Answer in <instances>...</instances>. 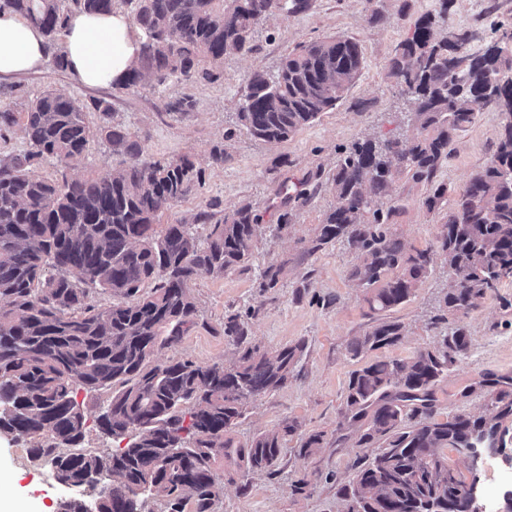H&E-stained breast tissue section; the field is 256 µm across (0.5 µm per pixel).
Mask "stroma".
I'll use <instances>...</instances> for the list:
<instances>
[{
    "mask_svg": "<svg viewBox=\"0 0 512 512\" xmlns=\"http://www.w3.org/2000/svg\"><path fill=\"white\" fill-rule=\"evenodd\" d=\"M435 4L436 0H311L306 12L268 19L255 35L253 51L225 57L211 80L158 88L147 79L134 90L89 88L50 63L41 72L0 81V109H21L45 90L85 103L102 98L110 102L114 122L138 137L149 155H192L204 172L205 185L199 195L165 211L160 224H191L203 211L217 223L246 204L261 217L264 230L247 267L221 278L204 274L194 280L196 323L178 345L160 350L158 358L189 359L201 365L233 362L237 347L224 334V318L235 313L248 314L250 338L262 349L304 342L294 377L275 393L248 402L231 435L245 446L257 434L294 420L303 431L325 432L327 444L314 455L303 456L297 438L288 439L272 474L252 473L216 460L213 471L224 484V495L214 512H345L336 486L353 476L359 450L350 443L337 445L336 427L349 375L362 362L408 360L417 350L437 346L449 329L465 326L468 350L436 389L440 420L460 413H487L479 382L489 375L512 376V308L502 306L503 299L512 300L511 280L503 281L477 309L445 319L441 306L448 291V268L442 258H435L415 296L393 313L405 327L402 341L357 360L347 346L372 325L373 315L363 301L362 287L349 276L357 262L356 251L344 240L313 255L305 251L336 201L330 176L340 149L360 139L405 141L412 136L411 104L390 77L389 64L396 46ZM375 10L384 15V22H371ZM506 21L512 22V0H453L447 16L450 28L475 32L476 49L484 46L496 25ZM333 35L359 41L364 56L361 73L343 99L286 141L269 143L247 134L237 120L245 75L275 71L297 44ZM182 98L192 101L191 110L169 113L168 103ZM503 124V114L488 108L454 137L450 155L435 177L446 187L448 201H455L471 175L491 163ZM216 146L228 155L220 167L211 163ZM124 161L122 154L97 137L68 173L83 178L122 167ZM428 190L427 184L402 174L384 198L397 208L393 228L406 247L437 243L445 213L425 208ZM300 191L308 194V202L297 201ZM285 211L290 221L280 231L277 219ZM271 263L282 266L283 273L277 287L265 292L259 286L260 274ZM468 386L473 394L462 397ZM28 448L24 439H0V471L11 475L27 512H55L57 499L72 496L73 491L58 484L50 465L33 459ZM301 479L306 488L293 492V484Z\"/></svg>",
    "mask_w": 512,
    "mask_h": 512,
    "instance_id": "obj_1",
    "label": "stroma"
}]
</instances>
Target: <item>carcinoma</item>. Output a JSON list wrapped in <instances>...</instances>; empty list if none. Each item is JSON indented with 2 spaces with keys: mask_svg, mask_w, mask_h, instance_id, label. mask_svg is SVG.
<instances>
[{
  "mask_svg": "<svg viewBox=\"0 0 512 512\" xmlns=\"http://www.w3.org/2000/svg\"><path fill=\"white\" fill-rule=\"evenodd\" d=\"M90 13L110 11L116 0H72ZM135 3L141 57L120 85L137 87L151 77L160 87L172 79L209 76L203 61L220 64L253 50L256 28L276 15L304 12L310 0H126ZM449 0L414 24L398 44L390 76L412 101L410 143L364 140L341 151L331 181L336 204L323 217L307 252L345 240L359 253L350 277L364 288L371 312L407 301L428 276L436 255L454 283L443 299L450 316L476 309L505 280H512V28L477 51L458 70L448 63V30L437 18ZM39 26L50 40L62 31L61 0H0ZM359 43L328 36L297 46L273 73L245 80L237 118L255 139L282 142L333 109L362 69ZM103 116L92 127L86 109ZM492 107L506 123L494 159L473 175L448 208L437 246L406 249L391 231L395 208L383 196L399 174L433 182L448 159L455 132ZM111 105L44 91L22 109H0V131L17 130L28 145L0 156V437H23L32 458L50 464L56 477L81 480L99 501L98 512H213L224 484L212 471L222 457L252 472H273L287 438L299 436L300 454L323 447L325 434L302 432L295 421L255 436L242 448L229 432L245 405L273 393L293 376L304 343L274 351L249 341L247 322L224 321V335L238 347L226 366L192 360H157L195 324L191 292L196 277H222L249 261L260 216L244 205L207 225L204 241L189 224L158 231L160 213L194 196L204 173L190 155L153 158L120 124ZM95 137L126 157L120 170L73 179L66 169ZM46 159L61 178L37 174ZM439 184L424 199L428 211L443 206ZM282 267L268 265L260 287L277 286ZM112 294L107 307L93 293ZM404 326L376 319L354 337L348 352L398 344ZM468 347L457 326L433 348L407 361L376 360L350 373L336 442L353 437L364 449L349 481L336 487L346 512H470L464 483L443 466V450L470 448L478 436L492 445L512 436V391L499 390L488 415L434 418L435 392ZM104 391L95 417L109 438H129L107 453L80 447L88 418L77 391ZM70 448L64 453L62 447ZM100 475L99 485L90 477Z\"/></svg>",
  "mask_w": 512,
  "mask_h": 512,
  "instance_id": "obj_1",
  "label": "carcinoma"
}]
</instances>
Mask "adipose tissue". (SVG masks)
I'll use <instances>...</instances> for the list:
<instances>
[{
    "mask_svg": "<svg viewBox=\"0 0 512 512\" xmlns=\"http://www.w3.org/2000/svg\"><path fill=\"white\" fill-rule=\"evenodd\" d=\"M141 41L129 16L119 8L94 15L70 12L63 27L68 70L81 84L109 86L139 59ZM49 57L41 30L10 9L0 10V80L42 69Z\"/></svg>",
    "mask_w": 512,
    "mask_h": 512,
    "instance_id": "ef3b65f1",
    "label": "adipose tissue"
}]
</instances>
